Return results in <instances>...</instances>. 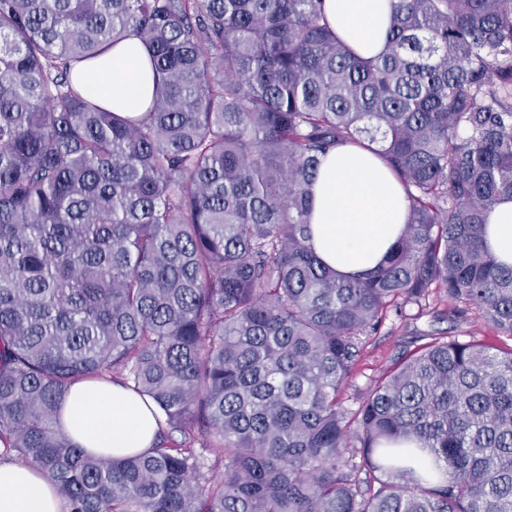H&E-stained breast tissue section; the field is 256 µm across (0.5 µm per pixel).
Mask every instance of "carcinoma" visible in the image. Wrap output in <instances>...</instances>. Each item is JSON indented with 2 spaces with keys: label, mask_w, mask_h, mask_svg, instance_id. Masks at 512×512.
<instances>
[{
  "label": "carcinoma",
  "mask_w": 512,
  "mask_h": 512,
  "mask_svg": "<svg viewBox=\"0 0 512 512\" xmlns=\"http://www.w3.org/2000/svg\"><path fill=\"white\" fill-rule=\"evenodd\" d=\"M130 32L139 118L71 76ZM367 142L409 220L345 276L311 247V187ZM504 199L512 0H391L371 59L323 0H0V443L68 512H512V350L436 339L340 398L388 309L435 288L512 336L484 241ZM82 379L152 400L158 443L72 442Z\"/></svg>",
  "instance_id": "carcinoma-1"
}]
</instances>
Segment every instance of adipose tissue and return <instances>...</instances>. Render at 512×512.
Segmentation results:
<instances>
[{"instance_id": "ef3b65f1", "label": "adipose tissue", "mask_w": 512, "mask_h": 512, "mask_svg": "<svg viewBox=\"0 0 512 512\" xmlns=\"http://www.w3.org/2000/svg\"><path fill=\"white\" fill-rule=\"evenodd\" d=\"M331 28L362 57L385 47L390 0H324ZM76 85H94L104 107L132 117L150 108L155 85L148 56L128 35L99 59L78 65ZM408 220L400 183L371 150L344 144L322 159L312 187L311 244L343 274L373 269L397 241ZM489 250L512 266V200L489 213ZM159 424L134 391L111 382L80 381L64 399L62 431L94 453L120 458L152 448ZM0 512H62L53 482L36 466L0 463Z\"/></svg>"}]
</instances>
